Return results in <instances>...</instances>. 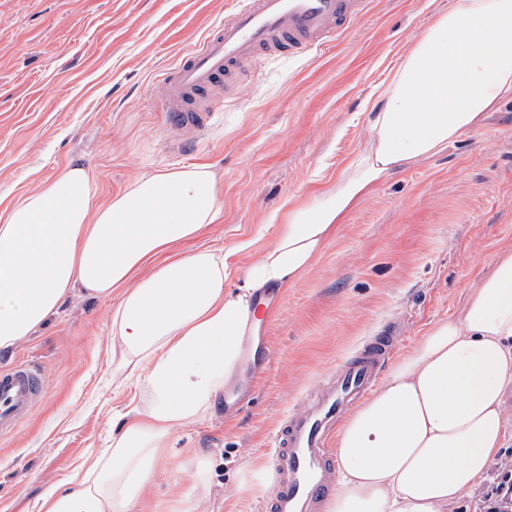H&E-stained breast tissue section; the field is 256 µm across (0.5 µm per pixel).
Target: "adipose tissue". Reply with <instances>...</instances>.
<instances>
[{"mask_svg": "<svg viewBox=\"0 0 512 512\" xmlns=\"http://www.w3.org/2000/svg\"><path fill=\"white\" fill-rule=\"evenodd\" d=\"M512 98V0H459L418 34L370 109L368 138L314 201L290 206L244 282L225 287L223 251L181 252L217 220L209 167L163 168L101 197L69 165L0 208V351L25 341L75 293L115 298L118 371L148 396L76 483L40 512H134L174 432L234 380L270 288L295 284L347 213L389 172L432 156ZM512 387V249L343 423L325 512H448L505 437Z\"/></svg>", "mask_w": 512, "mask_h": 512, "instance_id": "ef3b65f1", "label": "adipose tissue"}]
</instances>
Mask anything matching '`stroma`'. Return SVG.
Wrapping results in <instances>:
<instances>
[{"instance_id":"stroma-1","label":"stroma","mask_w":512,"mask_h":512,"mask_svg":"<svg viewBox=\"0 0 512 512\" xmlns=\"http://www.w3.org/2000/svg\"><path fill=\"white\" fill-rule=\"evenodd\" d=\"M459 0H369L365 15L316 57L269 56L246 99L213 105L209 127L183 145L152 93L232 0H0V207L72 162L91 169L102 195L174 165H205L224 201L195 240L224 250L228 286L274 242L290 205L334 179L368 135L362 105L409 41ZM512 247V99L429 157L387 175L339 225L295 285L272 290L280 313L266 329L269 365L241 361L223 404L182 428L156 472L143 512H259L270 494L257 478L283 415L317 375L368 337L394 336L395 358L454 316L496 254ZM32 361L50 390L0 439V512H36L43 490L108 447L124 415L143 403L113 380L112 303L82 295L0 366ZM453 512H487L503 461Z\"/></svg>"}]
</instances>
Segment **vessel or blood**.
<instances>
[{
	"mask_svg": "<svg viewBox=\"0 0 512 512\" xmlns=\"http://www.w3.org/2000/svg\"><path fill=\"white\" fill-rule=\"evenodd\" d=\"M367 5L368 0H234L223 24L158 77L166 119L182 128L207 124L211 113L202 105L204 96L227 84L245 98L252 87L238 83L243 69L264 56H306L328 47ZM393 354L389 337H372L325 372L281 421L273 439L271 494L262 512H323L336 488V424L373 389ZM48 387L46 372L36 364L0 368V437L27 420Z\"/></svg>",
	"mask_w": 512,
	"mask_h": 512,
	"instance_id": "1",
	"label": "vessel or blood"
}]
</instances>
